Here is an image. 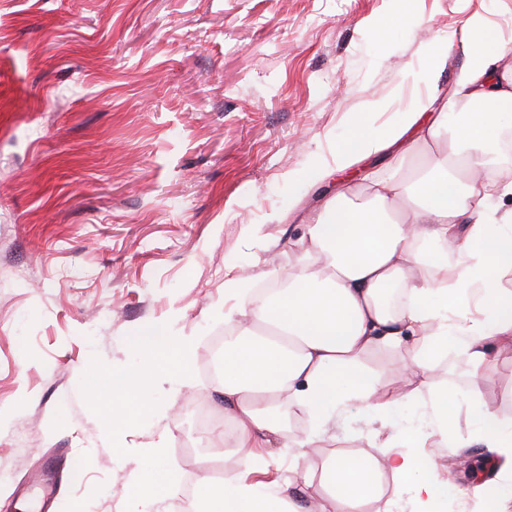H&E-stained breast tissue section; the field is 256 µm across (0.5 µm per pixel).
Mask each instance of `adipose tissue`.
<instances>
[{"instance_id":"1","label":"adipose tissue","mask_w":512,"mask_h":512,"mask_svg":"<svg viewBox=\"0 0 512 512\" xmlns=\"http://www.w3.org/2000/svg\"><path fill=\"white\" fill-rule=\"evenodd\" d=\"M463 30L467 62L440 112L431 110L435 95L421 96L388 128L358 126L337 146V167L392 147L398 154L383 175L345 186L305 224L287 287L259 297L250 279L231 280L243 306L225 319L235 341L215 392L233 421L227 439L242 453L260 459L287 447L296 415L309 428L304 446L322 448L352 411L397 413L407 395L378 386L359 361L405 343L410 351L394 364L392 381L417 382L412 395L433 426L421 447H447L440 356L453 352L476 372L494 346L512 343V291L502 286L512 278V212L493 207L512 195V180L484 176L501 134L498 111L512 108V74H498L505 46L483 17L468 16ZM131 345L148 353L151 367L100 366L88 379L91 395L124 404L160 375L192 380V344L173 340L169 326L140 329ZM475 429L511 476L512 427L479 411ZM385 471L409 486L420 512L448 498L447 479L393 440L383 460L332 453L282 489L239 471L217 483L201 478L184 512H314L319 491L348 512L377 497Z\"/></svg>"}]
</instances>
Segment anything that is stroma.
<instances>
[{
    "label": "stroma",
    "instance_id": "obj_1",
    "mask_svg": "<svg viewBox=\"0 0 512 512\" xmlns=\"http://www.w3.org/2000/svg\"><path fill=\"white\" fill-rule=\"evenodd\" d=\"M412 8L406 28L392 0H0V512L40 496L41 465L69 449L84 469L58 470L54 512H174L235 455L211 434L194 457L179 451L196 439L189 394L224 416L200 368L190 390L157 382L115 433L88 375L139 365L133 333L169 320L209 362L236 305L229 280L287 272L309 215L383 164L361 158L303 190L292 174L426 95L427 53L465 17L487 18L512 68V0ZM441 368L453 437L426 461L475 504L495 485L512 512V480L471 442L477 411L512 424V345L478 376L452 355ZM397 428L428 425L410 403L396 424L352 416L334 449L307 454L378 458ZM152 464L172 471L174 496L134 493Z\"/></svg>",
    "mask_w": 512,
    "mask_h": 512
}]
</instances>
